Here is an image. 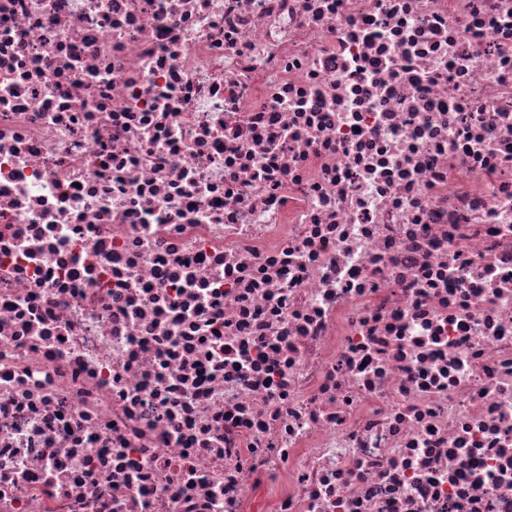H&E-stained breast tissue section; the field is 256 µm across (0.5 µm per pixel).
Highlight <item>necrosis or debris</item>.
Segmentation results:
<instances>
[{
	"mask_svg": "<svg viewBox=\"0 0 512 512\" xmlns=\"http://www.w3.org/2000/svg\"><path fill=\"white\" fill-rule=\"evenodd\" d=\"M0 512H512V0H0Z\"/></svg>",
	"mask_w": 512,
	"mask_h": 512,
	"instance_id": "necrosis-or-debris-1",
	"label": "necrosis or debris"
}]
</instances>
